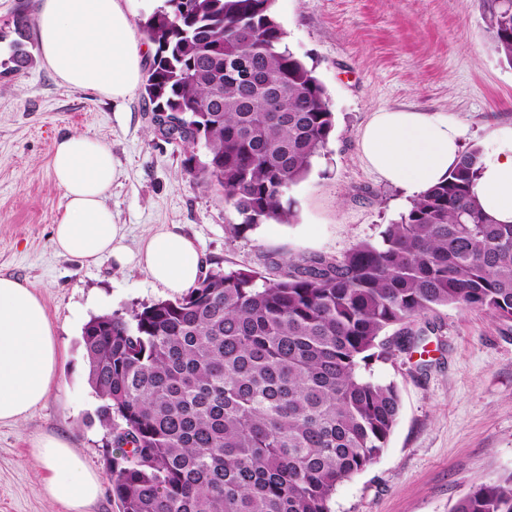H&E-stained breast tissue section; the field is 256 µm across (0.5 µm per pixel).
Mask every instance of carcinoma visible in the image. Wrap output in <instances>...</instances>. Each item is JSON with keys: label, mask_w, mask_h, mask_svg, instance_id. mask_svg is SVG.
<instances>
[{"label": "carcinoma", "mask_w": 512, "mask_h": 512, "mask_svg": "<svg viewBox=\"0 0 512 512\" xmlns=\"http://www.w3.org/2000/svg\"><path fill=\"white\" fill-rule=\"evenodd\" d=\"M274 2L163 0L140 23L156 47L145 99L167 112L185 170L239 219L233 237L290 221L285 197L335 129ZM487 12L512 66V0H487ZM14 33L19 72L33 64L23 10ZM480 157L461 153L379 240L340 258H272L275 277L212 269L175 300L91 317L83 357L120 512H331L337 485L374 463L400 414L371 362L421 343L409 326L438 307L512 322V224L478 203ZM394 325L406 331L382 339ZM452 512H512V475Z\"/></svg>", "instance_id": "obj_1"}]
</instances>
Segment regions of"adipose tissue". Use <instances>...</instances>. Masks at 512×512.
<instances>
[{"label": "adipose tissue", "instance_id": "1", "mask_svg": "<svg viewBox=\"0 0 512 512\" xmlns=\"http://www.w3.org/2000/svg\"><path fill=\"white\" fill-rule=\"evenodd\" d=\"M36 23L37 54L61 83L115 101L138 88L147 48L134 39L121 0H38ZM461 137L448 117L395 109L373 113L357 145L369 168L415 198L457 164ZM494 142L480 159L475 192L488 215L512 224V126L500 128ZM51 168L64 199L52 227L59 255L88 266L106 257L121 268L139 266L173 295L196 285L204 258L179 225L148 232L136 251L126 248L124 229L105 203L114 168L101 142L84 133L60 137ZM61 363L55 323L34 285L0 275V423H18L43 403ZM31 450L43 464L51 503L65 512H87L101 496V475L63 437L35 438Z\"/></svg>", "mask_w": 512, "mask_h": 512}]
</instances>
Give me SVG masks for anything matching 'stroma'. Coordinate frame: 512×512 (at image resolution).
Instances as JSON below:
<instances>
[{"mask_svg":"<svg viewBox=\"0 0 512 512\" xmlns=\"http://www.w3.org/2000/svg\"><path fill=\"white\" fill-rule=\"evenodd\" d=\"M286 45L313 64L335 130L307 177L291 187L295 216L239 238L234 215L183 167L180 147L154 130L143 91L120 101L63 85L41 62L0 73V273L29 281L57 325L58 386L17 425L0 424V512H58L44 495L32 438L67 435L86 465L107 473L99 401L87 381L81 331L93 316L129 314L168 299L140 268L116 271L59 256L51 227L63 205L51 159L56 140L85 133L112 152L106 199L124 243L166 224L194 236L207 268L270 274L269 258L339 257L378 239L410 204L361 159L357 138L372 113H443L464 129L462 149L487 148L512 124V66L490 48L481 0H275ZM426 353L372 362L394 384L401 412L386 448L340 483L331 512H451L483 483L512 474V323L486 311L438 308Z\"/></svg>","mask_w":512,"mask_h":512,"instance_id":"obj_1","label":"stroma"}]
</instances>
